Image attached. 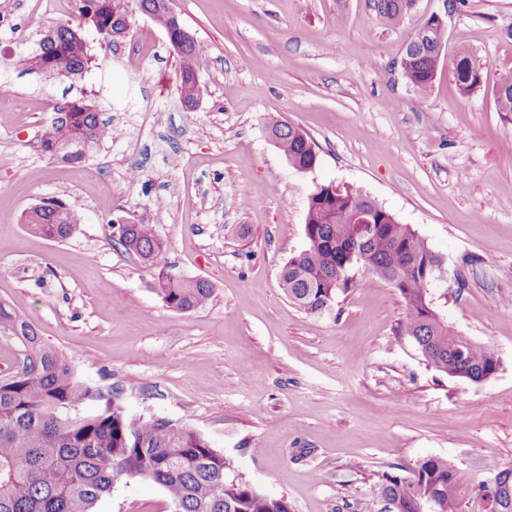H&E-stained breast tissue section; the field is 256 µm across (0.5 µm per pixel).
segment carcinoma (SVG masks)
Instances as JSON below:
<instances>
[{"mask_svg":"<svg viewBox=\"0 0 512 512\" xmlns=\"http://www.w3.org/2000/svg\"><path fill=\"white\" fill-rule=\"evenodd\" d=\"M141 8L166 32L187 43L179 56L181 96L196 90V78L207 57L206 47L184 27L178 13L157 7V0H139ZM413 0H374L386 17L399 18ZM79 23H58L41 34L35 49L17 60L33 71L55 53L67 71L82 75L92 56L82 34L91 26L110 48L131 29L130 0H81ZM446 28H435L407 54L403 78L424 96L433 86L440 62L448 59V75L459 91L480 84V73L464 49L444 57ZM500 112L512 113V76L495 92ZM276 147L298 171L318 162L314 140L303 130L276 121L271 125ZM112 139V128L100 121L97 106L86 97L57 106L39 140L51 159L71 164ZM35 234L53 240L68 238L80 224L67 205L44 207L24 215ZM112 241L128 254L153 266V289L176 312H189L209 302L212 285L203 279L178 280L156 262L164 249L151 224H128L120 231L109 222ZM306 248L291 257L280 284L293 303L310 314L331 309L339 293L357 286L351 270L360 266L395 288L406 307L399 324L412 338L428 365L450 377L467 373L469 380L495 374L500 360L490 349L452 332L436 313L431 284L442 267L440 258L409 225L383 206L350 188L329 186L308 200L304 224ZM0 336L18 339L24 347L21 369L0 379V512H95L114 486L133 479L149 480L165 492L173 512H291L288 500L254 490L231 461L199 432L165 418H131L114 404L95 414L81 413L84 402L99 397L74 377L67 358L43 343L30 324L0 301ZM481 485L448 460L429 456L406 475L384 473L371 487L383 503L381 512H461L466 498L479 496Z\"/></svg>","mask_w":512,"mask_h":512,"instance_id":"cac0c4a2","label":"carcinoma"}]
</instances>
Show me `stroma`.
Masks as SVG:
<instances>
[{
  "mask_svg": "<svg viewBox=\"0 0 512 512\" xmlns=\"http://www.w3.org/2000/svg\"><path fill=\"white\" fill-rule=\"evenodd\" d=\"M208 50L202 96L187 109L163 29L135 13L75 81L12 65L40 31L74 21L80 0H0V301L64 353L81 383L128 416L202 433L256 490L292 512H381L369 489L427 456L475 480L512 465V113L495 90L512 75V0H414L399 19L373 0H173ZM446 52L466 49L480 85L447 72L427 95L399 62L432 14ZM86 94L113 129L85 163L39 146L56 106ZM307 132L314 171L288 165L268 122ZM139 179H131V170ZM321 184L369 196L442 260L433 297L454 332L493 350L483 382L429 367L397 335L405 302L354 268L355 288L312 315L279 273L305 247L308 197ZM59 199L81 216L66 240L29 232L25 210ZM153 225L162 265L207 280L210 302L164 305L152 269L110 239L108 221ZM247 236H240V228ZM96 512H171L153 482H119Z\"/></svg>",
  "mask_w": 512,
  "mask_h": 512,
  "instance_id": "1",
  "label": "stroma"
}]
</instances>
